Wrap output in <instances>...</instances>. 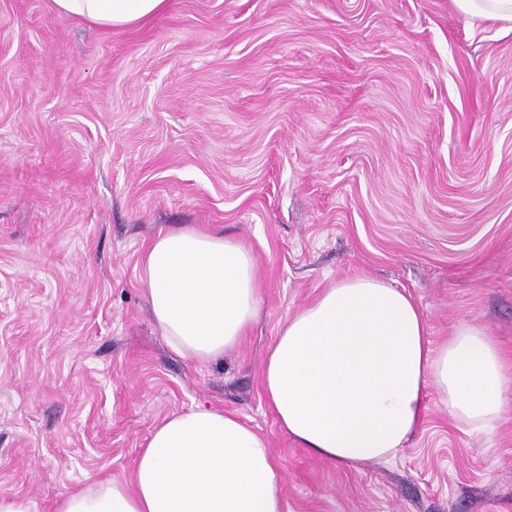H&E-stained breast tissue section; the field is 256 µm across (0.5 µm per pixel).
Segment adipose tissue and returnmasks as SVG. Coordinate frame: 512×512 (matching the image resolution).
<instances>
[{"label": "adipose tissue", "instance_id": "ef3b65f1", "mask_svg": "<svg viewBox=\"0 0 512 512\" xmlns=\"http://www.w3.org/2000/svg\"><path fill=\"white\" fill-rule=\"evenodd\" d=\"M54 11L104 29L145 22L168 0H52ZM140 281L154 326L178 355L221 359L248 335L261 302L244 244L193 227L158 232ZM278 426L302 448L355 466L394 457L421 427L429 389L468 434L507 413L512 369L485 326L460 322L432 346L405 290L370 277L323 288L281 323L263 364ZM283 475L268 439L237 414L196 407L165 418L131 481L71 491L56 512H284Z\"/></svg>", "mask_w": 512, "mask_h": 512}]
</instances>
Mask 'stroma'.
<instances>
[{
  "instance_id": "stroma-1",
  "label": "stroma",
  "mask_w": 512,
  "mask_h": 512,
  "mask_svg": "<svg viewBox=\"0 0 512 512\" xmlns=\"http://www.w3.org/2000/svg\"><path fill=\"white\" fill-rule=\"evenodd\" d=\"M247 245L262 314L222 360L174 353L143 245ZM405 289L438 345L462 320L512 356V33L451 0H170L112 32L0 0V495L55 512L131 480L196 405L268 437L284 512H512V401L459 431L427 395L389 461L282 432L262 386L280 323L330 282Z\"/></svg>"
}]
</instances>
